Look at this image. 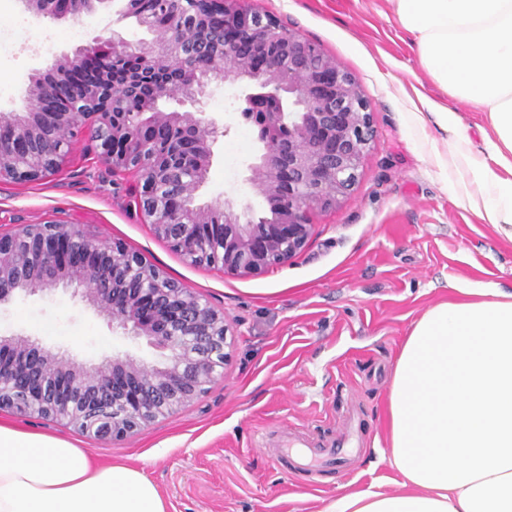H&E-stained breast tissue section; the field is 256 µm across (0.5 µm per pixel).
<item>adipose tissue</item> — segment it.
<instances>
[{"mask_svg":"<svg viewBox=\"0 0 512 512\" xmlns=\"http://www.w3.org/2000/svg\"><path fill=\"white\" fill-rule=\"evenodd\" d=\"M421 65L486 113L464 200L512 239V0H393ZM380 451L398 492L322 512H512V293L489 284L429 308L406 337ZM0 512H167L144 470L99 467L64 439L0 425Z\"/></svg>","mask_w":512,"mask_h":512,"instance_id":"ef3b65f1","label":"adipose tissue"}]
</instances>
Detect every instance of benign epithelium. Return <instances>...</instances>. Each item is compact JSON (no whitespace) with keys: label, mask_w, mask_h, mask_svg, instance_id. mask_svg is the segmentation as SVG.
Returning a JSON list of instances; mask_svg holds the SVG:
<instances>
[{"label":"benign epithelium","mask_w":512,"mask_h":512,"mask_svg":"<svg viewBox=\"0 0 512 512\" xmlns=\"http://www.w3.org/2000/svg\"><path fill=\"white\" fill-rule=\"evenodd\" d=\"M95 0H21L59 18ZM243 0H127L128 12L159 34L125 67L122 39L97 38L63 55L46 80L36 70L22 114L0 116V183L40 180L57 168L84 127L117 175H134L137 204L157 233L191 262L240 275L288 263L311 235L312 209L352 189L373 136L370 104L350 74L316 44ZM246 81L241 115L260 129L250 181L271 217L241 221L233 204H193L207 181L215 125L197 116L198 93L182 80ZM170 104L167 109L159 102ZM178 174L184 188L168 190ZM75 227L18 224L0 232V303L16 292L77 282L112 322L168 352L150 368L129 358L86 367L23 336H0V409L64 420L122 439L173 412L223 375L227 324L202 296L166 278L119 243L83 247Z\"/></svg>","instance_id":"benign-epithelium-1"}]
</instances>
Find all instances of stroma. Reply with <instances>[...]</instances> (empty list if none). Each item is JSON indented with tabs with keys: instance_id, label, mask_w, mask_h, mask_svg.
<instances>
[{
	"instance_id": "stroma-1",
	"label": "stroma",
	"mask_w": 512,
	"mask_h": 512,
	"mask_svg": "<svg viewBox=\"0 0 512 512\" xmlns=\"http://www.w3.org/2000/svg\"><path fill=\"white\" fill-rule=\"evenodd\" d=\"M318 45L353 77L371 106L374 136L350 193L310 214L312 232L288 264L241 276L186 261L139 209L129 181L113 176L88 137L60 169L41 180L0 184V231L18 224L65 222L87 238L122 243L169 277L204 296L229 327L224 375L173 413L121 440L96 439L66 422L0 410V424L67 439L98 465L123 460L144 469L168 512H321L337 495L383 483L391 469L377 446L395 363L413 324L461 289L492 283L512 292V240L484 223L462 199L465 174L440 166L447 136L413 115L427 103L457 112L472 153L485 149L486 113L451 98L421 67L412 34L391 0H245ZM125 0H105L78 19L24 12L0 0V20L23 15L27 30L0 45V114L23 112L33 70L95 38L150 43L155 32L126 16ZM54 36L55 47L39 45ZM241 84L209 82L202 110L224 133L213 146L198 203L229 199L238 210L268 215L248 180L260 143L239 109ZM232 177H225L226 167ZM0 336H27L94 366L130 357L161 367L166 352L111 318L75 286L16 293L0 304ZM359 423L361 451L348 472L296 482L264 440L291 427L315 443L339 440Z\"/></svg>"
}]
</instances>
